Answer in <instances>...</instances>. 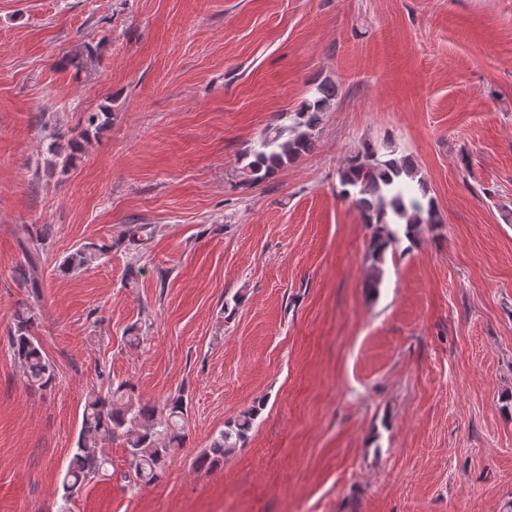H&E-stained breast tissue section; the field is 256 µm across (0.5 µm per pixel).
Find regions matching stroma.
Segmentation results:
<instances>
[{
    "mask_svg": "<svg viewBox=\"0 0 512 512\" xmlns=\"http://www.w3.org/2000/svg\"><path fill=\"white\" fill-rule=\"evenodd\" d=\"M325 79L313 151L242 185ZM386 137L441 225L374 294L338 170ZM133 224L155 232L131 242ZM45 228L32 290L19 243ZM87 244L106 255L61 273ZM25 305L44 391L9 345ZM110 382L158 407L184 393L185 437L134 490L107 444L111 478L64 503L85 399ZM256 404L246 444L195 470ZM511 503L512 0H0V512Z\"/></svg>",
    "mask_w": 512,
    "mask_h": 512,
    "instance_id": "35a3bbf8",
    "label": "stroma"
}]
</instances>
